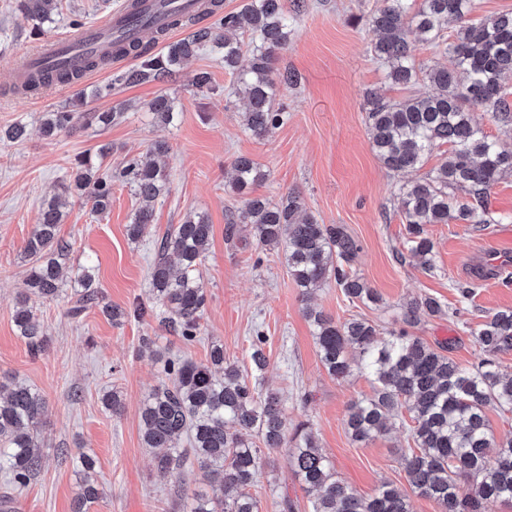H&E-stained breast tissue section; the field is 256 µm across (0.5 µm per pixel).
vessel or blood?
<instances>
[{"mask_svg": "<svg viewBox=\"0 0 512 512\" xmlns=\"http://www.w3.org/2000/svg\"><path fill=\"white\" fill-rule=\"evenodd\" d=\"M174 11L189 18L204 19L210 15V0H140L136 7H123L78 34L46 39L16 65L14 78L22 80L26 69L39 68L51 62L82 70L85 54L97 49L112 34L120 32L129 41L143 42L146 33L155 34L168 29L170 14Z\"/></svg>", "mask_w": 512, "mask_h": 512, "instance_id": "obj_1", "label": "vessel or blood"}]
</instances>
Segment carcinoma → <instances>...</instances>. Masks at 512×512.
Listing matches in <instances>:
<instances>
[{
	"label": "carcinoma",
	"instance_id": "obj_1",
	"mask_svg": "<svg viewBox=\"0 0 512 512\" xmlns=\"http://www.w3.org/2000/svg\"><path fill=\"white\" fill-rule=\"evenodd\" d=\"M59 0H17L26 21L37 26L54 22ZM304 3L295 0L285 9L283 0H246L238 11L222 14L214 22L193 29L186 37L169 43L158 54L143 51L140 63L124 79L129 84L162 82L176 74L185 61L205 47L222 51L224 69L235 75L231 95L247 101L241 113L244 128L258 139L283 123V113L273 109L277 86L292 87L298 76L291 71L274 74L279 51L288 47L293 22ZM474 0H377L367 22L379 34L371 44L373 58L387 70L394 84L411 86L424 81L432 91L400 101L370 92L366 96V125L372 149L383 165L395 172L420 170L434 149L446 145L448 160L422 177L399 187L405 245L425 270L434 268V243L429 224H498L501 218L489 211L490 190L504 176L512 175V143L486 135L472 119V109L486 108L495 122L512 125V106L505 100L506 84L512 81V12L473 19ZM457 24L453 37L448 25ZM249 43H244V40ZM432 44L448 55L451 67H436L416 60L415 42ZM250 63L238 68L243 46ZM138 49L117 36L104 52L91 54L85 71L102 68L112 56ZM81 76L62 68H39L27 73L24 93L36 94L56 84L76 83ZM153 118L169 124L175 117V100L165 94L147 104ZM124 108L110 112H73L65 107L42 119L47 136L71 134L83 125L101 128L118 123ZM102 146L95 156L78 159L67 190L92 202L98 214L112 203V182L129 186L146 205L138 208L127 225L135 242L153 224L150 203L168 192L165 168L144 156H133L115 170L102 169ZM231 191L242 193L263 181L266 173L247 156L233 162ZM64 214L59 201L42 207L24 246L32 261L26 279L28 290L56 300L65 283L61 272L69 262L70 244L58 239ZM249 225L262 250L283 253L288 273L302 295L331 282L348 301L367 305L379 301L374 289L358 277L349 262L358 242L338 224H321L304 207L300 195L290 192L278 203L265 198L246 201L240 214L228 222L226 236H236L237 225ZM213 225L199 212H189L182 223L170 226L156 242L151 271V305L137 316L154 317L188 343L202 333L206 291L198 267L202 263ZM70 287L77 299L69 313L77 317L90 308L99 309L114 321L122 311L104 302L95 266L79 265ZM442 312L430 296L414 298L402 307L404 327L380 336L369 320L334 321L320 310L307 307L320 363L336 379L349 377L358 366L371 378L373 395L353 400L347 407L350 438L366 443L387 431L390 420L406 412L413 426V446L400 451L410 491L437 502L440 512H482L488 500L512 503V439L498 441L491 432L486 409L512 412V376L501 372L496 356L512 352V310L486 316L472 330L485 358L472 369L460 368L445 351L411 334L420 315ZM14 324L31 355L48 346L46 329L28 306L27 297L17 300ZM266 337L254 336L250 354L251 377L226 360L224 346H211L209 360L163 362V380L145 397L140 408L142 444L160 448L157 468L184 480L187 468L197 466L204 479L217 484L209 495L185 498L184 512H261L260 500L251 488L263 465L264 450L285 449L287 466L307 491L317 492L312 512H410L408 492L384 482L370 496H362L336 477L329 457L315 441L312 427L300 423L288 429L282 399L263 391L267 367L263 350ZM0 456L8 464L13 483L24 485L42 468L39 428L44 423L47 400L36 389L0 383ZM83 479L72 512H90L100 497L89 477L94 458L81 455Z\"/></svg>",
	"mask_w": 512,
	"mask_h": 512
}]
</instances>
